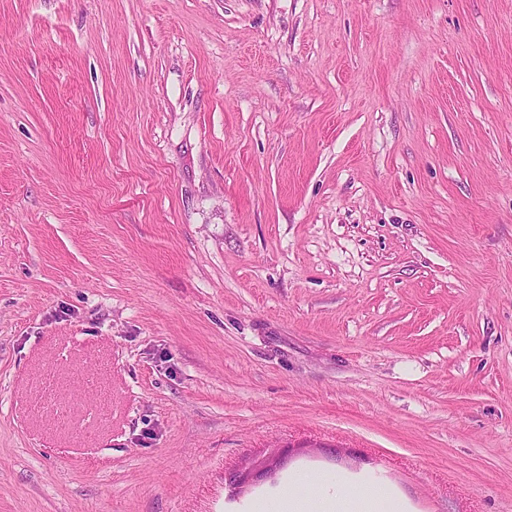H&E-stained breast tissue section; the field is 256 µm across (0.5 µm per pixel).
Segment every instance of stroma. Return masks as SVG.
I'll return each mask as SVG.
<instances>
[{
	"label": "stroma",
	"mask_w": 512,
	"mask_h": 512,
	"mask_svg": "<svg viewBox=\"0 0 512 512\" xmlns=\"http://www.w3.org/2000/svg\"><path fill=\"white\" fill-rule=\"evenodd\" d=\"M512 512V0H0V512ZM308 489L313 492V494L311 493L312 495L330 504L339 506L345 503L343 483L341 481L304 476L289 483L288 493H281L277 499L265 503L261 510L255 511L303 512L305 502L308 499L305 496Z\"/></svg>",
	"instance_id": "35a3bbf8"
}]
</instances>
